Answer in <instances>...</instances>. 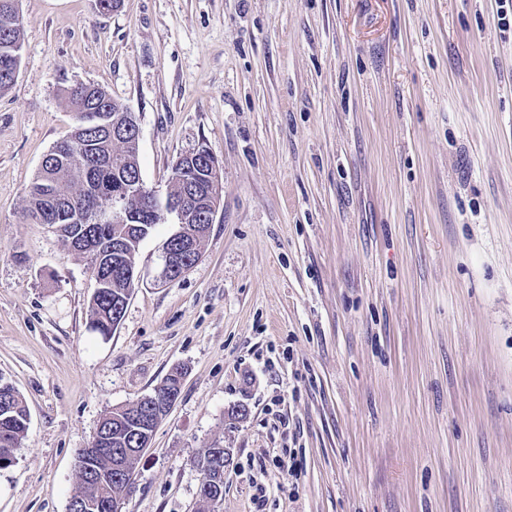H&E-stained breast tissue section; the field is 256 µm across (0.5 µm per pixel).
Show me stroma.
Here are the masks:
<instances>
[{"mask_svg":"<svg viewBox=\"0 0 512 512\" xmlns=\"http://www.w3.org/2000/svg\"><path fill=\"white\" fill-rule=\"evenodd\" d=\"M92 3L19 0L0 94V375L29 412L0 512H67L101 415L175 368L122 512H194L213 443L218 512H512V7ZM76 82L135 112L158 195L198 142L219 162L200 260L157 283L159 225L106 339L85 257L24 216ZM226 456V449L219 448L214 444L205 448L198 459V466H200L203 472V480L206 481L210 491L207 492L204 488L203 491L199 492L195 512H215L212 510V504L210 502L213 496L212 488H215V490H217V488L223 489V497L224 463L228 460ZM222 460L224 463H221Z\"/></svg>","mask_w":512,"mask_h":512,"instance_id":"obj_1","label":"stroma"}]
</instances>
